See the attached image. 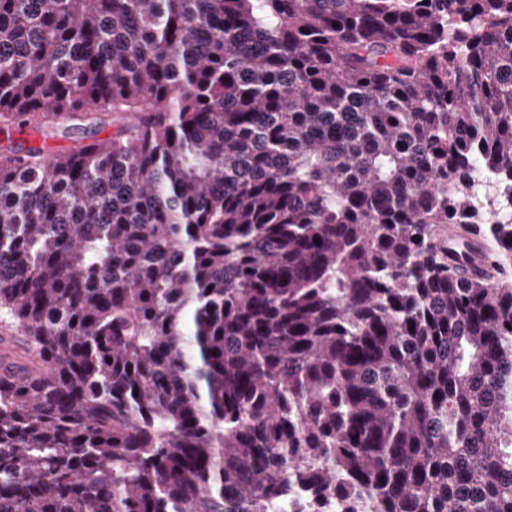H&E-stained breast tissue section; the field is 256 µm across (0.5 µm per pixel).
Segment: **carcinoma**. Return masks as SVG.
Segmentation results:
<instances>
[{"label": "carcinoma", "instance_id": "carcinoma-1", "mask_svg": "<svg viewBox=\"0 0 512 512\" xmlns=\"http://www.w3.org/2000/svg\"><path fill=\"white\" fill-rule=\"evenodd\" d=\"M17 125L0 512H512V0H0ZM80 136L79 134L70 136L57 134L54 137L49 136L45 139L44 135L33 131L29 127H25L22 130L15 128L11 130L9 140L6 134L0 133V148L1 146L5 148L9 145H13L14 147L22 145L23 147H44L48 152L63 153L69 152L79 143H83V141L79 139Z\"/></svg>", "mask_w": 512, "mask_h": 512}]
</instances>
